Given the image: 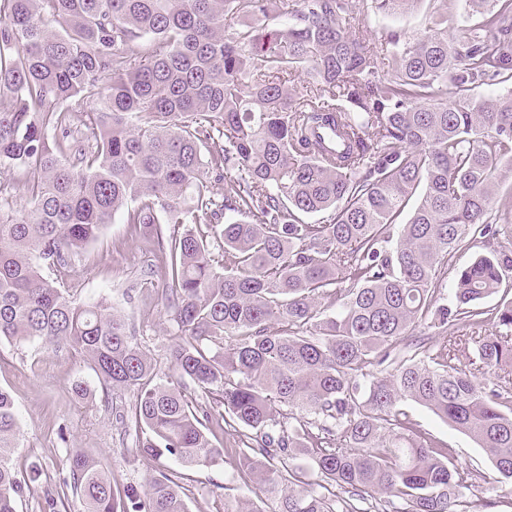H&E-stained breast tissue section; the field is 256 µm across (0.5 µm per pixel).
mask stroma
Segmentation results:
<instances>
[{
	"instance_id": "stroma-1",
	"label": "stroma",
	"mask_w": 512,
	"mask_h": 512,
	"mask_svg": "<svg viewBox=\"0 0 512 512\" xmlns=\"http://www.w3.org/2000/svg\"><path fill=\"white\" fill-rule=\"evenodd\" d=\"M430 8L368 15L358 26L371 52H381L390 33L413 38L428 24ZM51 279L69 288L76 302L111 301L137 329V341L151 356L159 375H172L171 350L176 337L164 330L169 276L155 257L154 246L116 214L66 272ZM466 349L460 359L487 386L512 391V374L484 367L474 342L479 331L464 328ZM82 381L91 391L76 399L72 387ZM0 387L11 393L19 423V446L13 459L25 486L18 512H54L51 500L68 475L66 455L78 448L94 456L112 475L115 490L142 485L166 473L186 493L188 512H224L225 503L242 502L250 512H273L250 470L229 457L201 467L185 468L168 457L155 458L134 448L121 422L133 403L129 392L102 388L96 375L68 348L35 340L18 346L0 341ZM404 410L416 427L433 441L453 451L459 467L475 473L463 492L468 512H512V479L493 467L485 449L470 435L452 427L429 409L408 401Z\"/></svg>"
}]
</instances>
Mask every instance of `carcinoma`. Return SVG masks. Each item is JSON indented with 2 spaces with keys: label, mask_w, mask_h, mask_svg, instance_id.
<instances>
[{
  "label": "carcinoma",
  "mask_w": 512,
  "mask_h": 512,
  "mask_svg": "<svg viewBox=\"0 0 512 512\" xmlns=\"http://www.w3.org/2000/svg\"><path fill=\"white\" fill-rule=\"evenodd\" d=\"M422 2L0 0V176L26 177L28 198L15 214L0 183V340L73 349L104 386L133 393L139 451L184 466L224 452L278 512H359L354 500L368 498L458 512L475 475L414 428L406 400L512 478V393L459 365L460 337L371 373L425 323L490 325L480 360L512 366V300L478 307L512 278V249L460 265L453 305L435 296L442 269L489 233L503 162L512 175V94L472 93L512 83V0H465L479 15L465 32L441 18L370 52L359 14ZM301 73L316 94L288 86ZM121 210L166 259L176 382L112 305L78 304L43 274L70 267ZM167 224L188 228L168 236ZM191 224L216 225L224 264ZM323 302L340 310L325 316ZM224 338L233 344L213 350ZM184 379L263 433L259 447L214 446ZM18 433L0 388V512H16L24 491ZM302 454L320 482L295 490L290 461ZM66 465L57 498L76 497L78 512H186L165 474L116 493L84 451Z\"/></svg>",
  "instance_id": "carcinoma-1"
}]
</instances>
